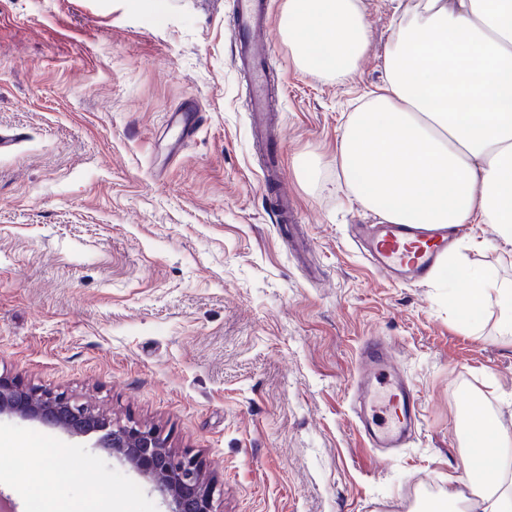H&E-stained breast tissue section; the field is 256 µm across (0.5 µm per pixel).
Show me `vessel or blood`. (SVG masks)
Returning <instances> with one entry per match:
<instances>
[{"label":"vessel or blood","instance_id":"vessel-or-blood-1","mask_svg":"<svg viewBox=\"0 0 512 512\" xmlns=\"http://www.w3.org/2000/svg\"><path fill=\"white\" fill-rule=\"evenodd\" d=\"M235 30L238 61L252 79L251 126L258 141L274 132L265 118V61L270 50L261 40L267 32L263 0H238ZM458 230L445 225L358 224L354 237L361 255L391 281H421L435 272ZM358 430L373 448H405L419 425L414 389L404 380L394 352L380 338L362 346L353 385Z\"/></svg>","mask_w":512,"mask_h":512}]
</instances>
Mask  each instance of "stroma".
Returning a JSON list of instances; mask_svg holds the SVG:
<instances>
[{
  "label": "stroma",
  "mask_w": 512,
  "mask_h": 512,
  "mask_svg": "<svg viewBox=\"0 0 512 512\" xmlns=\"http://www.w3.org/2000/svg\"><path fill=\"white\" fill-rule=\"evenodd\" d=\"M237 0H0V375L155 427L196 455L221 512H415L426 483L465 478L463 398L512 431V346L485 312L460 322L436 279L395 283L347 236L338 146L384 79L392 0H364L370 47L336 80L301 69L287 0H268V100L295 215L277 221L233 61ZM201 114L178 140L169 115ZM384 337L420 399L413 441L368 448L352 409L358 349ZM496 388H489L488 379ZM60 512H167L149 482L90 440L0 416Z\"/></svg>",
  "instance_id": "stroma-1"
}]
</instances>
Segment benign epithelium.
I'll return each mask as SVG.
<instances>
[{"label": "benign epithelium", "mask_w": 512, "mask_h": 512, "mask_svg": "<svg viewBox=\"0 0 512 512\" xmlns=\"http://www.w3.org/2000/svg\"><path fill=\"white\" fill-rule=\"evenodd\" d=\"M16 415L74 437H95V447L122 459L154 483L169 512H220L216 486L198 458L175 451L161 432L99 412L63 392L24 389L0 375V415Z\"/></svg>", "instance_id": "7a95c632"}]
</instances>
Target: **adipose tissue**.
I'll list each match as a JSON object with an SVG mask.
<instances>
[{"label":"adipose tissue","instance_id":"obj_1","mask_svg":"<svg viewBox=\"0 0 512 512\" xmlns=\"http://www.w3.org/2000/svg\"><path fill=\"white\" fill-rule=\"evenodd\" d=\"M380 95L353 112L339 166L354 198L394 224L492 225L512 265V0H393ZM297 65L347 76L369 48L363 0H288ZM476 238L443 257L453 309L475 326L498 310L512 343V279L465 262ZM512 437L473 412L464 466L430 512H512Z\"/></svg>","mask_w":512,"mask_h":512}]
</instances>
